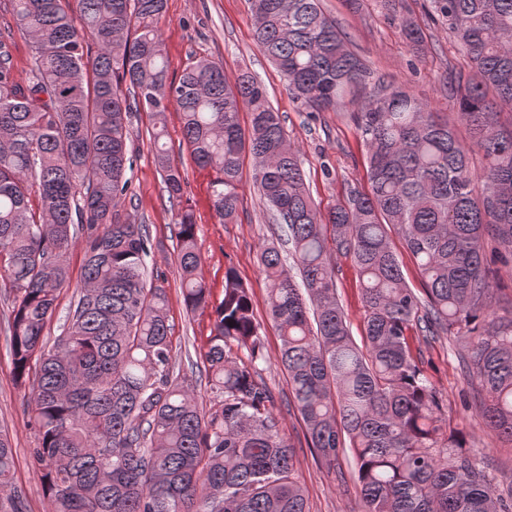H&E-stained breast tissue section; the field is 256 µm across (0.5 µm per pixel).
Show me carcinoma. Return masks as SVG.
<instances>
[{
	"instance_id": "cac0c4a2",
	"label": "carcinoma",
	"mask_w": 512,
	"mask_h": 512,
	"mask_svg": "<svg viewBox=\"0 0 512 512\" xmlns=\"http://www.w3.org/2000/svg\"><path fill=\"white\" fill-rule=\"evenodd\" d=\"M381 2L419 45L422 29L400 0ZM430 2L468 59V76L448 81L455 124L409 89L370 79L321 0H250L255 46L293 98L312 112L351 110L365 148L368 190L323 214L255 76L230 78L206 57L169 76L166 0H77L79 28L69 0H10L33 62L20 78L0 35V293L11 301L13 376L29 387L32 465L50 512H309L273 392L256 379L260 324L233 268L202 355L209 403L195 374L174 371L167 293L148 280L149 235L121 213L128 120L148 112L159 124L164 192L180 207L182 302L190 313L208 306L185 178L160 144L172 107L193 162L213 175L211 206L224 224L238 216L243 159L254 161L253 181L296 269L290 275L275 244L261 247L291 406L328 468L350 449L362 512H512L466 451L463 430L448 427L410 347L414 330L461 333L467 375L487 395L480 416L512 441V316L491 310L484 255L489 239L512 256V129L494 121L512 112V0ZM77 244L83 286L50 345L45 330ZM333 250L358 271L361 347L338 302ZM13 469L0 429V512H24Z\"/></svg>"
}]
</instances>
